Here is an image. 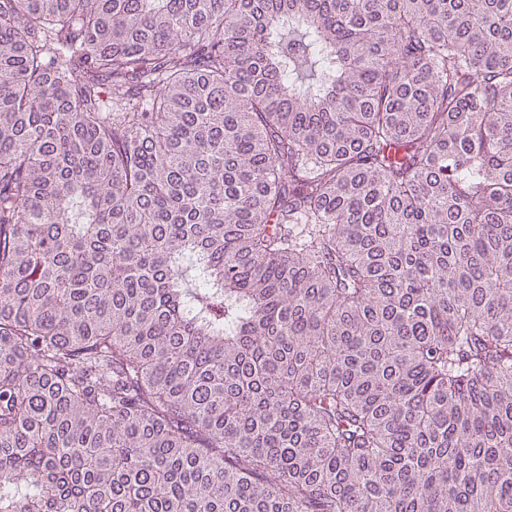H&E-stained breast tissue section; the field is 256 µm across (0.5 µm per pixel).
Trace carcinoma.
I'll return each instance as SVG.
<instances>
[{
    "label": "carcinoma",
    "instance_id": "carcinoma-1",
    "mask_svg": "<svg viewBox=\"0 0 512 512\" xmlns=\"http://www.w3.org/2000/svg\"><path fill=\"white\" fill-rule=\"evenodd\" d=\"M0 512H512V0H0Z\"/></svg>",
    "mask_w": 512,
    "mask_h": 512
}]
</instances>
